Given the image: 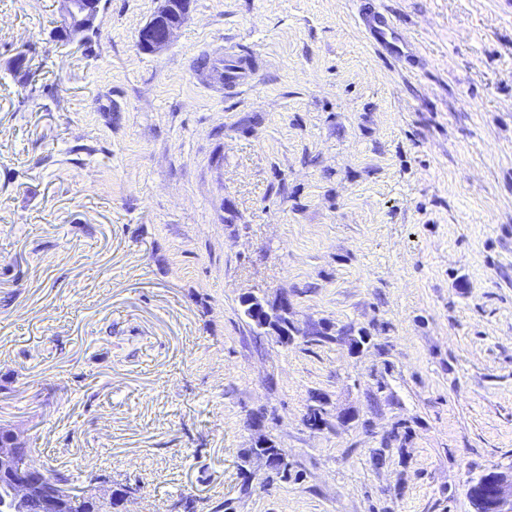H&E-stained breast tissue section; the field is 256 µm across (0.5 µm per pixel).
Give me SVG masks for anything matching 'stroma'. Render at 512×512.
Listing matches in <instances>:
<instances>
[{"instance_id": "35a3bbf8", "label": "stroma", "mask_w": 512, "mask_h": 512, "mask_svg": "<svg viewBox=\"0 0 512 512\" xmlns=\"http://www.w3.org/2000/svg\"><path fill=\"white\" fill-rule=\"evenodd\" d=\"M158 6L65 46L60 0H0V425L122 512H475L512 472V0H193L146 53ZM282 292L328 341L254 334ZM159 1L158 9L138 31L137 46L144 52L159 51L169 45L192 3V0ZM369 33V39L381 50V53L396 61L406 57L404 45L397 36L395 27L384 14L373 12L363 20Z\"/></svg>"}]
</instances>
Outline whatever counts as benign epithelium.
<instances>
[{
    "mask_svg": "<svg viewBox=\"0 0 512 512\" xmlns=\"http://www.w3.org/2000/svg\"><path fill=\"white\" fill-rule=\"evenodd\" d=\"M62 20L51 33L57 42L72 44L83 42L89 33L96 30L95 21L100 10V0H61ZM192 0H160V6L153 16L140 28L137 46L144 52H155L169 45L178 27L188 14ZM13 446L0 447V472L11 476V484L16 497L22 501H34L38 512H62L66 502L76 500V495L87 496L107 509L112 496H96L88 491H75L64 482L46 479L40 467L28 464L24 467L12 466L16 452L25 448L19 435L11 433ZM486 512H512V473L491 472L471 485Z\"/></svg>",
    "mask_w": 512,
    "mask_h": 512,
    "instance_id": "obj_1",
    "label": "benign epithelium"
}]
</instances>
